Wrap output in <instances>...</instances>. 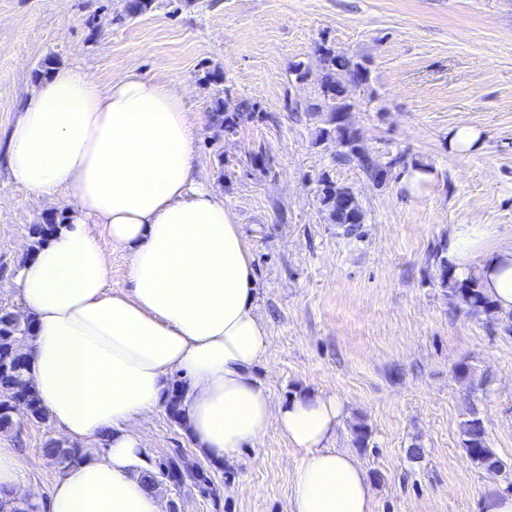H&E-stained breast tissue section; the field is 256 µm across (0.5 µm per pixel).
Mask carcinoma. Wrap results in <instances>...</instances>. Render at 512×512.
I'll return each mask as SVG.
<instances>
[{
	"label": "carcinoma",
	"instance_id": "1",
	"mask_svg": "<svg viewBox=\"0 0 512 512\" xmlns=\"http://www.w3.org/2000/svg\"><path fill=\"white\" fill-rule=\"evenodd\" d=\"M317 54L320 103L313 105L312 112L327 113V126L320 130V139L336 144V163L355 162L370 178H381L376 163L362 149L358 135L348 121L352 108L348 97L349 89L368 83V68L330 47L319 48ZM252 108L253 105L244 101L234 111L227 112L224 110V102L221 101L212 109V119L224 127V130L233 132L244 113ZM320 185V203L331 222L347 225L351 233L358 232L363 224V214L354 190L337 184L326 175L320 178ZM58 226L55 214L46 217L42 224L32 225L29 229L32 248L41 246ZM445 253L446 248L442 245L435 254L438 261L437 277L441 287L450 289L470 312L488 318L496 317L498 311L489 297L482 292L477 275L472 273L463 280L456 278ZM29 330L30 325L16 319V313L0 308V430L14 425L13 406L17 403L24 406L29 421H48L47 412L42 407L30 379L26 378L28 355L15 347L17 341L27 338ZM186 385L184 378L174 376L165 401L169 417L180 425L186 424L182 405ZM461 434L463 449L476 467L485 470L491 477L502 472L504 464L488 446L485 427L480 418L473 416L463 421ZM43 451L46 456L65 466L83 457L81 449L65 447L56 440L48 442ZM177 456L178 452L174 451L152 461V467L144 473V478L153 489L157 490L167 482L177 487L190 483L210 496L219 497L220 490L207 471L201 468L196 473L185 474L179 470ZM0 512H39V505L18 498H0Z\"/></svg>",
	"mask_w": 512,
	"mask_h": 512
}]
</instances>
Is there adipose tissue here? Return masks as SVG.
I'll return each instance as SVG.
<instances>
[{"instance_id": "1", "label": "adipose tissue", "mask_w": 512, "mask_h": 512, "mask_svg": "<svg viewBox=\"0 0 512 512\" xmlns=\"http://www.w3.org/2000/svg\"><path fill=\"white\" fill-rule=\"evenodd\" d=\"M198 122L174 82L128 70L103 83L68 66L39 80L13 124L5 163L35 200L66 194L68 220L19 268L29 377L70 442L107 437L55 479L47 512H162L141 478L136 424L182 373L188 432L202 457L233 462L276 429L300 453L288 512H374L356 454L333 447L334 395L274 401L255 367L270 345L256 311L253 255L223 196L194 188ZM129 286L106 288L115 249ZM448 261L512 313V238L456 224Z\"/></svg>"}]
</instances>
